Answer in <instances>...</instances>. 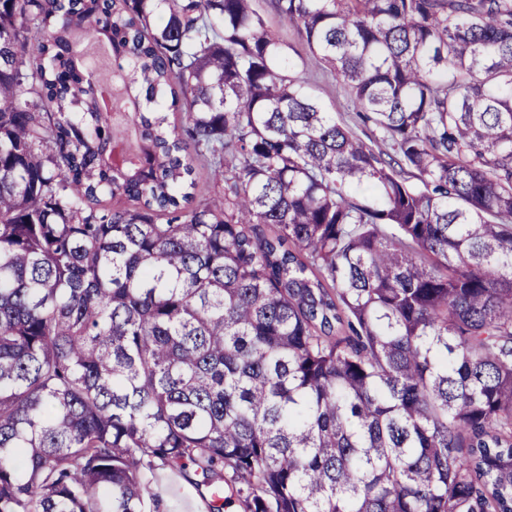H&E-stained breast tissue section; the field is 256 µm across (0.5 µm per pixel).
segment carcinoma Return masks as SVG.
I'll use <instances>...</instances> for the list:
<instances>
[{
    "instance_id": "obj_1",
    "label": "carcinoma",
    "mask_w": 512,
    "mask_h": 512,
    "mask_svg": "<svg viewBox=\"0 0 512 512\" xmlns=\"http://www.w3.org/2000/svg\"><path fill=\"white\" fill-rule=\"evenodd\" d=\"M275 4L391 151L253 0H0V512H512V0ZM253 6L279 35L284 51L295 63V72L306 80L326 110L335 112L337 121L352 128L364 139L365 135H371L373 127L365 126L359 120L348 91L318 58L309 53L296 28L277 12L274 0H254ZM153 482L163 499L162 512H209L201 497L203 492L209 499L206 490H198L179 472L157 470L153 475Z\"/></svg>"
}]
</instances>
